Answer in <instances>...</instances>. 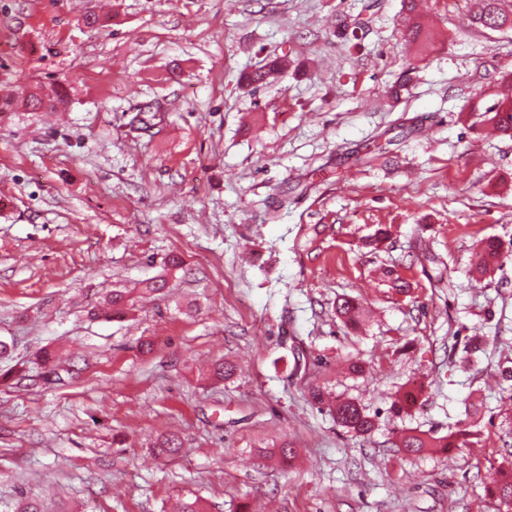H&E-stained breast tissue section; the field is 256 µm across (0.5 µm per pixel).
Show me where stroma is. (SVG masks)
<instances>
[{
    "label": "stroma",
    "instance_id": "1",
    "mask_svg": "<svg viewBox=\"0 0 512 512\" xmlns=\"http://www.w3.org/2000/svg\"><path fill=\"white\" fill-rule=\"evenodd\" d=\"M479 6L420 0L437 42L417 58L402 0H0V512H497L512 138L485 110L512 87V29L473 23ZM282 52L287 74L240 85ZM48 83L65 105L21 102ZM155 100L167 111L132 131ZM486 237L509 255L477 278ZM116 289L121 321L101 314ZM219 359L232 379L206 378ZM313 387L377 429L337 425ZM396 427L454 445L409 458ZM169 432L180 454L153 457ZM284 437L285 470L259 453ZM310 397L316 404L326 403L324 393L319 387L310 390ZM331 415L348 432L364 436L370 434L376 425L377 414L371 415L367 409L351 399H336L326 403Z\"/></svg>",
    "mask_w": 512,
    "mask_h": 512
}]
</instances>
